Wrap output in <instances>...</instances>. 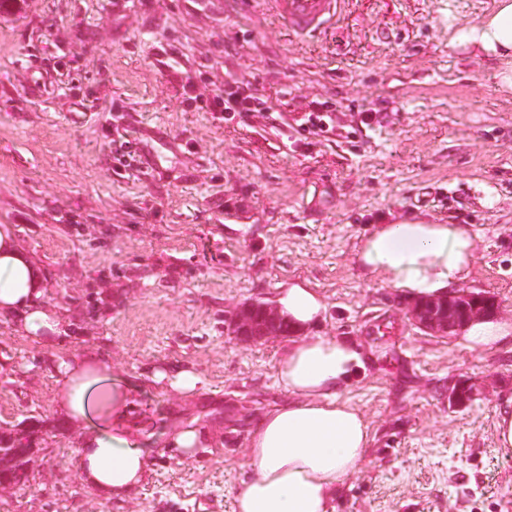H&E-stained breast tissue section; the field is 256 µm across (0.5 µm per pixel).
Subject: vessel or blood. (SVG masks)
I'll return each mask as SVG.
<instances>
[{"label":"vessel or blood","instance_id":"obj_1","mask_svg":"<svg viewBox=\"0 0 512 512\" xmlns=\"http://www.w3.org/2000/svg\"><path fill=\"white\" fill-rule=\"evenodd\" d=\"M276 18L289 32L311 39L335 25L344 0H268Z\"/></svg>","mask_w":512,"mask_h":512}]
</instances>
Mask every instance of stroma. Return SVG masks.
Segmentation results:
<instances>
[{"instance_id": "1", "label": "stroma", "mask_w": 512, "mask_h": 512, "mask_svg": "<svg viewBox=\"0 0 512 512\" xmlns=\"http://www.w3.org/2000/svg\"><path fill=\"white\" fill-rule=\"evenodd\" d=\"M497 0H345L327 36L289 34L266 0H27L0 13V225L46 272L63 317L49 346L0 316V423L32 419L28 479L0 512H233L249 432L286 400L293 337L346 340L363 366L340 390L373 444L335 512H512V341L433 336L412 297L367 277L364 238L398 218L480 237L462 287L512 319V94L497 62L451 46ZM283 114L230 118L227 78ZM333 129L306 137L310 101ZM379 122L358 126L359 112ZM135 154L119 161L126 140ZM493 188L486 204L477 184ZM293 283L327 305L317 324L257 344L231 335L243 305ZM91 358L130 387L142 483L106 498L71 461L85 432L57 410V367ZM179 370L194 387L172 386ZM477 389L463 405L448 388ZM192 428L200 447L169 440Z\"/></svg>"}]
</instances>
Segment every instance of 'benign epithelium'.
Listing matches in <instances>:
<instances>
[{"label": "benign epithelium", "mask_w": 512, "mask_h": 512, "mask_svg": "<svg viewBox=\"0 0 512 512\" xmlns=\"http://www.w3.org/2000/svg\"><path fill=\"white\" fill-rule=\"evenodd\" d=\"M498 305L476 302L471 293L454 292L416 301L409 309L412 321L423 331L436 336H451L474 321L490 319ZM285 319L271 304L243 306L231 321V333L241 342L256 343L284 332Z\"/></svg>", "instance_id": "benign-epithelium-1"}]
</instances>
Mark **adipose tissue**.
Returning <instances> with one entry per match:
<instances>
[{"instance_id": "obj_1", "label": "adipose tissue", "mask_w": 512, "mask_h": 512, "mask_svg": "<svg viewBox=\"0 0 512 512\" xmlns=\"http://www.w3.org/2000/svg\"><path fill=\"white\" fill-rule=\"evenodd\" d=\"M453 42L496 61L500 88L512 90V0H499L480 23L459 29ZM477 251L478 238L466 225L406 219L369 233L357 264L414 298H430L465 281ZM45 286L43 270L18 245L11 225L1 224L0 314L17 315L27 335L49 346L61 318L45 305ZM278 305L296 327L324 310L321 296L299 283L280 291ZM361 365L359 352L344 341L308 336L288 346L278 369L288 400L266 411L250 432V477L235 494V512H335L333 492L354 475L372 441L363 415L337 396ZM56 375L62 415L96 422L73 460L76 471L106 497L138 486L147 455L127 437V385L106 379L83 358L60 365Z\"/></svg>"}]
</instances>
